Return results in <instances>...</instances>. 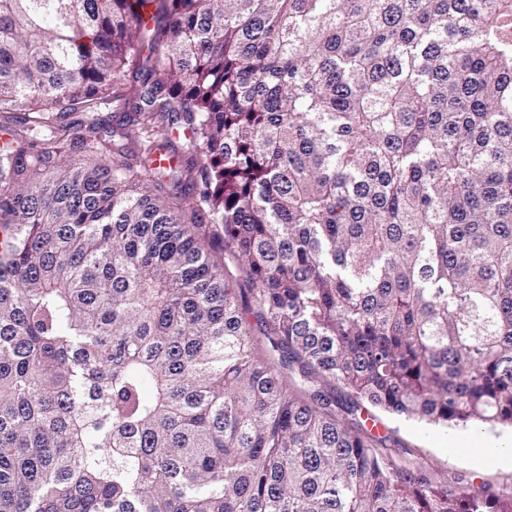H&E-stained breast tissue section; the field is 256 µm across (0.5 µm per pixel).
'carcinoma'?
<instances>
[{
    "label": "carcinoma",
    "instance_id": "1",
    "mask_svg": "<svg viewBox=\"0 0 512 512\" xmlns=\"http://www.w3.org/2000/svg\"><path fill=\"white\" fill-rule=\"evenodd\" d=\"M0 232V512H512V0H0ZM383 425L390 429V448L399 455L401 461L410 467L421 466L436 480L448 478L463 479V484L474 479V487L484 484L492 489L512 485V471L504 470L491 462H484L483 449L477 441L486 436H495L508 441L511 429L464 430L459 427L428 426L418 421H407L399 417L379 413ZM466 434L464 444L460 437ZM448 437L457 440L456 447H448ZM472 438L474 440H472ZM460 448V449H456Z\"/></svg>",
    "mask_w": 512,
    "mask_h": 512
}]
</instances>
